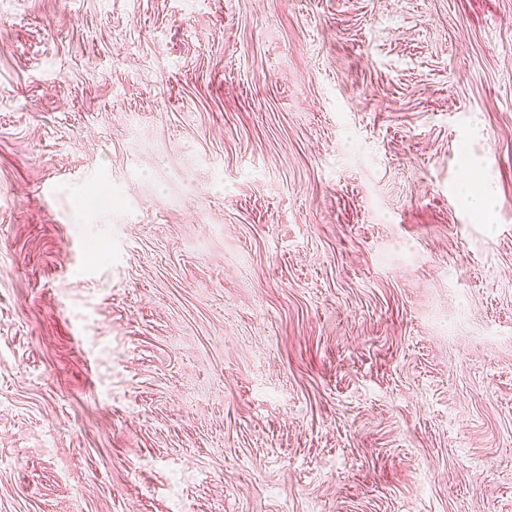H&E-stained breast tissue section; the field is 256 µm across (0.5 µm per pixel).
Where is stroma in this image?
Wrapping results in <instances>:
<instances>
[{
	"instance_id": "stroma-1",
	"label": "stroma",
	"mask_w": 512,
	"mask_h": 512,
	"mask_svg": "<svg viewBox=\"0 0 512 512\" xmlns=\"http://www.w3.org/2000/svg\"><path fill=\"white\" fill-rule=\"evenodd\" d=\"M0 512H512V0H0Z\"/></svg>"
}]
</instances>
